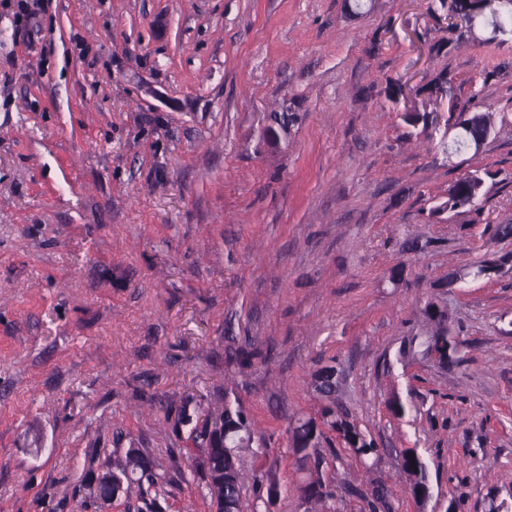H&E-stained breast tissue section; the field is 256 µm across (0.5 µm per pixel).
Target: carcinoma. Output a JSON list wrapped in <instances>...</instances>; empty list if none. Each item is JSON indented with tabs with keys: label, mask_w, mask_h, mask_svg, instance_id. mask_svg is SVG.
<instances>
[{
	"label": "carcinoma",
	"mask_w": 512,
	"mask_h": 512,
	"mask_svg": "<svg viewBox=\"0 0 512 512\" xmlns=\"http://www.w3.org/2000/svg\"><path fill=\"white\" fill-rule=\"evenodd\" d=\"M494 10L497 11L494 23L504 34L498 38L485 36L484 41L487 43L503 41L512 34V0H503L487 8L489 13ZM457 128L459 132L455 147L460 151L477 137L486 139L490 136L491 117L487 113H477L458 123ZM483 188L484 179L479 173H469L448 188L447 199L434 212H454L464 207L477 211L481 209ZM424 315L430 327L422 335L415 334L404 338L398 349L397 361L407 366L426 360L442 369L458 363L460 347L455 338L448 337V307L431 301L425 306ZM339 386L335 368L325 367L318 371L314 377V388L320 400L317 412L321 417L322 428L314 429L311 426L314 418L301 416L296 419L298 427L291 434L292 450L296 454L306 448L310 439H315L312 467L307 469L305 463L301 462L299 470L305 472L303 490L306 500L323 508L327 506V502L335 500V495L329 489L331 480L324 474L325 457L318 452L322 443L331 442V437L334 436L339 445L364 463L374 465L379 456L375 440L361 428L352 413L336 403ZM253 435L248 417L240 407L233 405L215 409L210 412V421L195 427L193 440L200 451L198 467L203 475L212 476L218 473L222 479L221 484L208 487L212 512H244L241 453L251 447ZM401 467L409 480L413 497L418 501L428 500L431 493L427 465L417 451L404 450ZM121 473L124 475L126 493L132 484H139L144 478L151 482L157 479V474L149 466L148 460L137 448L127 450ZM364 499L368 512H392L387 491L379 481L373 483L370 493Z\"/></svg>",
	"instance_id": "obj_1"
}]
</instances>
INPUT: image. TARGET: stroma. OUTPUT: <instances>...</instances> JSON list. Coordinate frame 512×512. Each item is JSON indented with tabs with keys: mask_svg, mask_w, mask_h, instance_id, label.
Listing matches in <instances>:
<instances>
[{
	"mask_svg": "<svg viewBox=\"0 0 512 512\" xmlns=\"http://www.w3.org/2000/svg\"><path fill=\"white\" fill-rule=\"evenodd\" d=\"M351 2L46 0L31 28L0 5V512H209L184 419L227 400L266 438L252 512H307L289 424L332 365L380 449L329 469L338 512L376 480L394 512H512V237L492 231L512 224V40L441 28L430 0ZM441 72L447 98L406 122L393 96ZM488 109L490 138L455 151L461 111ZM274 112L284 148L260 138ZM473 171L482 209L434 214ZM491 253L502 272L471 276ZM437 296L461 363L397 364ZM130 448L169 480L100 503ZM401 467L407 476L413 497L426 502L431 497L427 465L413 449H406L401 455Z\"/></svg>",
	"mask_w": 512,
	"mask_h": 512,
	"instance_id": "obj_1",
	"label": "stroma"
}]
</instances>
